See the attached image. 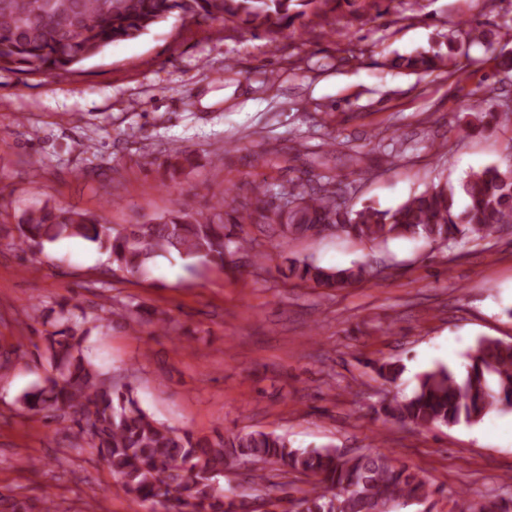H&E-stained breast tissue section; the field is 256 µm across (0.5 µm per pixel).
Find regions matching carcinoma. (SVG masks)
Segmentation results:
<instances>
[{
    "mask_svg": "<svg viewBox=\"0 0 512 512\" xmlns=\"http://www.w3.org/2000/svg\"><path fill=\"white\" fill-rule=\"evenodd\" d=\"M383 0H0V71L24 76L68 75L115 43L134 41L172 18L222 20L249 31L264 30L277 39L311 13L363 19L380 11ZM449 52L398 56L394 67L435 71L448 67ZM486 89L474 91L465 106L466 129H482L497 119L483 108ZM335 178L321 175L318 186L291 180L266 189L286 206L256 205L243 211L225 202L238 216L227 230L203 212L177 209L147 224L114 227L87 211L42 206L24 211L12 228L0 227L11 245L33 256L57 240L81 237L107 255L106 277L135 275L159 257L177 254L205 265L234 269L233 256L253 254L254 239L233 232L245 224H264L273 235H311L321 224L336 226L349 236L371 241L424 238L446 241L458 236L480 240L503 224H512V165H488L467 174L461 185L433 186L392 209L367 205L347 209L330 189ZM279 269L285 279L320 288L342 289L374 277L364 265L328 268L285 258ZM105 317L89 316L67 302L59 304L55 330L44 336V353L53 374L24 392L18 403L45 412L66 425L72 446H87L122 481L140 509L167 512H256L257 495L244 488L230 493L220 479L241 464L250 465L249 483L268 493L287 492L288 477H306L294 489L295 512H397L431 495L419 473L397 466L387 454L368 450L348 456L331 446L299 449L274 432H225L214 439L195 437L157 421L138 404L133 389L100 378L85 354L90 324ZM377 374L394 382L404 367L375 365ZM512 407V343L482 338L467 356L464 370L437 365L417 376L411 395L395 397L385 415L416 428L476 424L489 413Z\"/></svg>",
    "mask_w": 512,
    "mask_h": 512,
    "instance_id": "1",
    "label": "carcinoma"
}]
</instances>
